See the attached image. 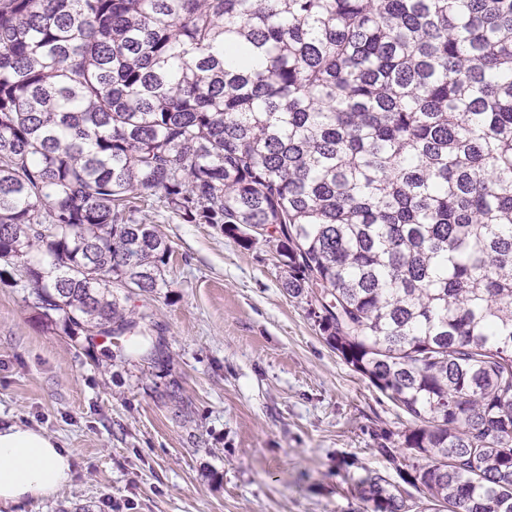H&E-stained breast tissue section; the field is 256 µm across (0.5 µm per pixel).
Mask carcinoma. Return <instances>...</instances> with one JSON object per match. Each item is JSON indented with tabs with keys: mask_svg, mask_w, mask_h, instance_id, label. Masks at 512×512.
<instances>
[{
	"mask_svg": "<svg viewBox=\"0 0 512 512\" xmlns=\"http://www.w3.org/2000/svg\"><path fill=\"white\" fill-rule=\"evenodd\" d=\"M154 198L276 242L431 512H512V0H0V282L144 335Z\"/></svg>",
	"mask_w": 512,
	"mask_h": 512,
	"instance_id": "carcinoma-1",
	"label": "carcinoma"
}]
</instances>
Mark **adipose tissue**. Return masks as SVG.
I'll use <instances>...</instances> for the list:
<instances>
[{
    "label": "adipose tissue",
    "mask_w": 512,
    "mask_h": 512,
    "mask_svg": "<svg viewBox=\"0 0 512 512\" xmlns=\"http://www.w3.org/2000/svg\"><path fill=\"white\" fill-rule=\"evenodd\" d=\"M69 450L45 432L0 426V503L56 494L69 480Z\"/></svg>",
    "instance_id": "adipose-tissue-1"
}]
</instances>
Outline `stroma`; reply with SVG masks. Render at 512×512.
Returning <instances> with one entry per match:
<instances>
[{"instance_id": "35a3bbf8", "label": "stroma", "mask_w": 512, "mask_h": 512, "mask_svg": "<svg viewBox=\"0 0 512 512\" xmlns=\"http://www.w3.org/2000/svg\"><path fill=\"white\" fill-rule=\"evenodd\" d=\"M146 213L172 247L168 287L131 300L146 356L106 358L0 285V424L72 452L67 486L0 512H364L359 479L398 478L378 438L411 418L286 293L274 243Z\"/></svg>"}]
</instances>
